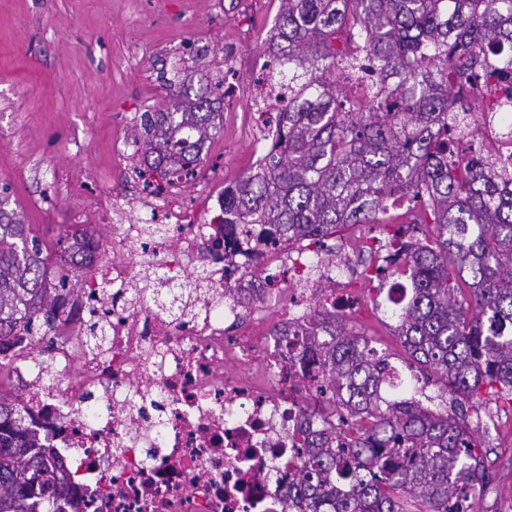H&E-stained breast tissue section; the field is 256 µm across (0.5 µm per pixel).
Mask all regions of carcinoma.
Here are the masks:
<instances>
[{
    "mask_svg": "<svg viewBox=\"0 0 512 512\" xmlns=\"http://www.w3.org/2000/svg\"><path fill=\"white\" fill-rule=\"evenodd\" d=\"M353 18L358 53L343 56L335 35ZM265 53L277 70L263 82L284 91L262 154L224 194L218 223L263 229L292 243L376 224L384 247L406 263L400 280L365 270L375 308L394 321L409 376L390 354L315 306L300 361L319 362L312 404L301 408L302 449L291 483L301 512H455L490 482L488 404H512V180L474 154L465 176L453 170L465 111L460 87L512 82V0H280ZM158 79L167 108L144 112L131 132L139 177L157 190L195 174L221 128L220 72L193 83L175 71ZM512 130V95L498 109ZM408 198L413 224L433 226L421 242L385 218L388 201ZM21 214L0 199V344L55 333L60 306L81 289L62 271L51 281ZM153 301L193 316L184 292L157 277ZM108 324L88 329L101 347ZM450 411L429 407L430 385ZM56 455L26 427L16 398L0 393V512H68L71 482L43 458Z\"/></svg>",
    "mask_w": 512,
    "mask_h": 512,
    "instance_id": "carcinoma-1",
    "label": "carcinoma"
}]
</instances>
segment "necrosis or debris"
Here are the masks:
<instances>
[{"label":"necrosis or debris","mask_w":512,"mask_h":512,"mask_svg":"<svg viewBox=\"0 0 512 512\" xmlns=\"http://www.w3.org/2000/svg\"><path fill=\"white\" fill-rule=\"evenodd\" d=\"M464 96L465 134L487 154L512 155V135L483 106V91ZM104 208L114 220L112 257L87 279L88 292H124L143 263L174 279L203 269L208 287L229 295L219 313L209 300L198 302L183 327L155 309L114 302L111 340L98 350L74 338L89 317L86 302L61 316L72 338L55 342L46 362L22 343L8 347L29 427L57 451L46 468L63 462L74 472L70 512H288L289 479L269 474L294 453L301 408L299 348L285 331L309 324L314 303L356 305L347 288L359 280L358 241L337 244L336 264L313 277L309 250L225 234L176 182L151 206L164 240L118 223L120 201ZM273 299L282 313L268 331Z\"/></svg>","instance_id":"1"}]
</instances>
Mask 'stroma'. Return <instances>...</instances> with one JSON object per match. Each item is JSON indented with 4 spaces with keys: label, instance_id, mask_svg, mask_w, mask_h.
<instances>
[{
    "label": "stroma",
    "instance_id": "35a3bbf8",
    "mask_svg": "<svg viewBox=\"0 0 512 512\" xmlns=\"http://www.w3.org/2000/svg\"><path fill=\"white\" fill-rule=\"evenodd\" d=\"M279 0H0V187L33 234L54 244L100 224L98 206L123 193L135 159L124 142L141 113L158 109L160 71H224L231 88L220 132L200 173L225 184L260 152L251 135L255 77ZM388 317L366 303L357 332L392 354L403 349ZM498 433L481 512H512V407L493 410Z\"/></svg>",
    "mask_w": 512,
    "mask_h": 512
}]
</instances>
